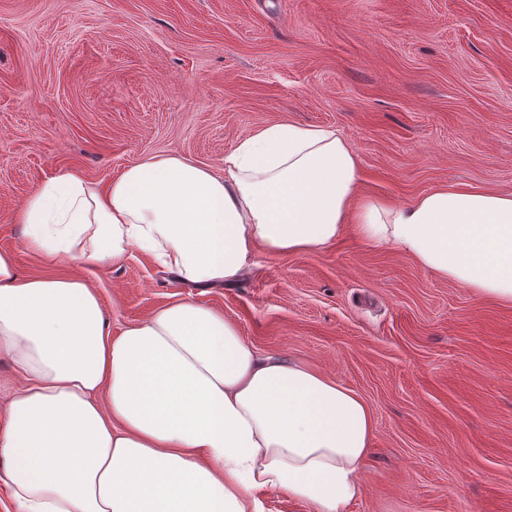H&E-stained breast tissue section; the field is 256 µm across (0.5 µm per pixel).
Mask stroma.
Segmentation results:
<instances>
[{
	"label": "stroma",
	"mask_w": 512,
	"mask_h": 512,
	"mask_svg": "<svg viewBox=\"0 0 512 512\" xmlns=\"http://www.w3.org/2000/svg\"><path fill=\"white\" fill-rule=\"evenodd\" d=\"M288 119L335 127L368 196L512 191V0H0V250L25 276L89 278L113 332L188 299L358 393L376 431L348 512H512V306L350 232L202 290L137 250L46 260L11 221L57 173L103 184L164 153L218 169Z\"/></svg>",
	"instance_id": "1"
}]
</instances>
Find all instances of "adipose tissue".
Returning <instances> with one entry per match:
<instances>
[{"instance_id":"obj_1","label":"adipose tissue","mask_w":512,"mask_h":512,"mask_svg":"<svg viewBox=\"0 0 512 512\" xmlns=\"http://www.w3.org/2000/svg\"><path fill=\"white\" fill-rule=\"evenodd\" d=\"M336 128L263 125L223 172L172 154L105 184L47 179L14 214L51 261L109 266L136 249L193 288L230 284L256 250H315L352 231L425 272L512 306V192L435 187L400 204L360 196ZM22 384L0 423V488L16 512H265L271 492L347 512L375 424L355 392L258 352L192 301L113 333L82 276H21L0 251V357Z\"/></svg>"}]
</instances>
